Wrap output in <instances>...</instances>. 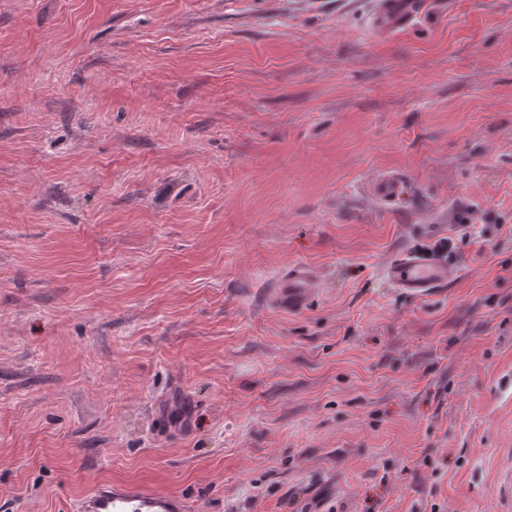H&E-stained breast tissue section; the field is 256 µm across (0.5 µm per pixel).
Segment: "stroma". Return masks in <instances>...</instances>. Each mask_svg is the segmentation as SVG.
<instances>
[{
	"label": "stroma",
	"instance_id": "1",
	"mask_svg": "<svg viewBox=\"0 0 512 512\" xmlns=\"http://www.w3.org/2000/svg\"><path fill=\"white\" fill-rule=\"evenodd\" d=\"M416 2L0 0V512H512V0ZM413 0H379L374 14V25L382 31H391L405 25ZM403 187L400 176L384 173L369 184V193L381 201H393L398 197ZM387 271L389 281L411 297H421L432 288L446 286L456 275V269L448 262L409 251L391 261ZM311 281L312 277L308 271H300L288 277V282L282 288H288L289 305L298 308L303 304ZM183 505L155 491L98 487L76 505L78 512H180Z\"/></svg>",
	"mask_w": 512,
	"mask_h": 512
}]
</instances>
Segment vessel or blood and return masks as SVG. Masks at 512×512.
<instances>
[{
	"label": "vessel or blood",
	"instance_id": "1",
	"mask_svg": "<svg viewBox=\"0 0 512 512\" xmlns=\"http://www.w3.org/2000/svg\"><path fill=\"white\" fill-rule=\"evenodd\" d=\"M410 7L411 0H379L374 14L375 26L390 31L405 25ZM402 187L400 176L384 173L370 183L369 192L379 200L391 201L398 197ZM387 271L389 281L411 297H420L432 288L447 285L456 275L454 266L448 262L428 259L409 251L402 252L391 261ZM311 281L306 271L289 277V305L297 308L303 304ZM76 509L77 512H181L182 506L160 492L99 487L81 499Z\"/></svg>",
	"mask_w": 512,
	"mask_h": 512
}]
</instances>
